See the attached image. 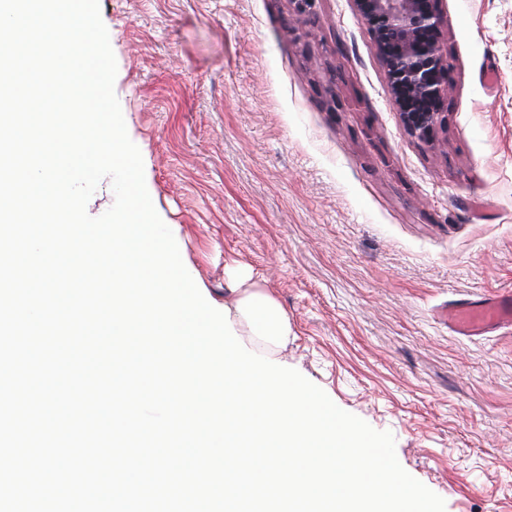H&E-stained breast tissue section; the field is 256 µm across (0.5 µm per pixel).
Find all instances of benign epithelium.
Instances as JSON below:
<instances>
[{
    "mask_svg": "<svg viewBox=\"0 0 512 512\" xmlns=\"http://www.w3.org/2000/svg\"><path fill=\"white\" fill-rule=\"evenodd\" d=\"M385 68L390 98L409 136L434 141L448 121V47L440 0H353Z\"/></svg>",
    "mask_w": 512,
    "mask_h": 512,
    "instance_id": "benign-epithelium-1",
    "label": "benign epithelium"
}]
</instances>
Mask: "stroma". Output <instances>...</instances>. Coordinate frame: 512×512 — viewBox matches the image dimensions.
Listing matches in <instances>:
<instances>
[{"instance_id": "obj_1", "label": "stroma", "mask_w": 512, "mask_h": 512, "mask_svg": "<svg viewBox=\"0 0 512 512\" xmlns=\"http://www.w3.org/2000/svg\"><path fill=\"white\" fill-rule=\"evenodd\" d=\"M147 190L206 300L225 265L287 313L272 348L391 432L445 512H512V328L434 310L512 290V0H442L448 127L411 140L351 0H99ZM493 69L498 81L486 86Z\"/></svg>"}]
</instances>
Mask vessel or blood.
I'll return each mask as SVG.
<instances>
[{
    "mask_svg": "<svg viewBox=\"0 0 512 512\" xmlns=\"http://www.w3.org/2000/svg\"><path fill=\"white\" fill-rule=\"evenodd\" d=\"M446 316L454 331L465 337L481 336L494 328L512 326V294L481 302L459 299L449 305Z\"/></svg>",
    "mask_w": 512,
    "mask_h": 512,
    "instance_id": "b4317fda",
    "label": "vessel or blood"
}]
</instances>
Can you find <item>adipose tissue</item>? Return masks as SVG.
Instances as JSON below:
<instances>
[{
    "mask_svg": "<svg viewBox=\"0 0 512 512\" xmlns=\"http://www.w3.org/2000/svg\"><path fill=\"white\" fill-rule=\"evenodd\" d=\"M230 273L239 286L234 302L236 315L221 320L214 316L203 320L204 329H211L219 323L228 332L235 324L244 323L266 344L285 342L289 330L287 314L273 298L251 287V272L234 267ZM222 376L224 394L214 403L215 411L226 420L222 471L225 481L234 483L237 488L233 497L225 499V512H239L243 504L254 500L252 475L257 471L280 490L284 500H291L302 450L321 433L314 421V404L306 392L287 395L282 375L243 358L229 348L224 351ZM253 399L258 402V410L267 414L275 425L281 440L280 447L265 449V455L259 459L253 457L251 451L265 448L262 433L235 417L237 405Z\"/></svg>",
    "mask_w": 512,
    "mask_h": 512,
    "instance_id": "1",
    "label": "adipose tissue"
}]
</instances>
